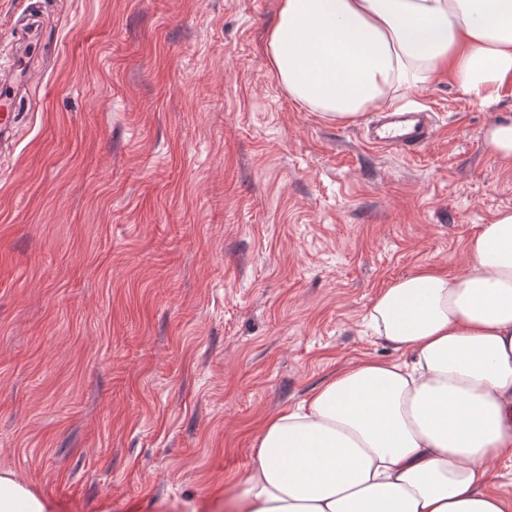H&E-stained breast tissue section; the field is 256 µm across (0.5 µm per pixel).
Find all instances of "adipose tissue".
I'll use <instances>...</instances> for the list:
<instances>
[{
	"label": "adipose tissue",
	"mask_w": 512,
	"mask_h": 512,
	"mask_svg": "<svg viewBox=\"0 0 512 512\" xmlns=\"http://www.w3.org/2000/svg\"><path fill=\"white\" fill-rule=\"evenodd\" d=\"M269 69L340 124L443 72L465 95L512 81V0H280ZM366 319L396 356L365 357L268 416L225 512H512L491 465L512 450V210L466 247V270L422 268ZM0 512H46L0 474Z\"/></svg>",
	"instance_id": "ef3b65f1"
}]
</instances>
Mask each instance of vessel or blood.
Returning a JSON list of instances; mask_svg holds the SVG:
<instances>
[{"mask_svg":"<svg viewBox=\"0 0 512 512\" xmlns=\"http://www.w3.org/2000/svg\"><path fill=\"white\" fill-rule=\"evenodd\" d=\"M433 136V118L425 111L379 112L367 129L371 145L390 148L406 156L424 150Z\"/></svg>","mask_w":512,"mask_h":512,"instance_id":"vessel-or-blood-1","label":"vessel or blood"}]
</instances>
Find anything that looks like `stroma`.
<instances>
[{
    "label": "stroma",
    "instance_id": "obj_1",
    "mask_svg": "<svg viewBox=\"0 0 512 512\" xmlns=\"http://www.w3.org/2000/svg\"><path fill=\"white\" fill-rule=\"evenodd\" d=\"M278 5L0 0V64L40 33L0 131V473L46 512H224L266 416L392 357L378 291L512 210V84L438 76L392 103L431 145L372 147L271 74ZM484 140L499 163L512 168V120H499L487 127Z\"/></svg>",
    "mask_w": 512,
    "mask_h": 512
}]
</instances>
